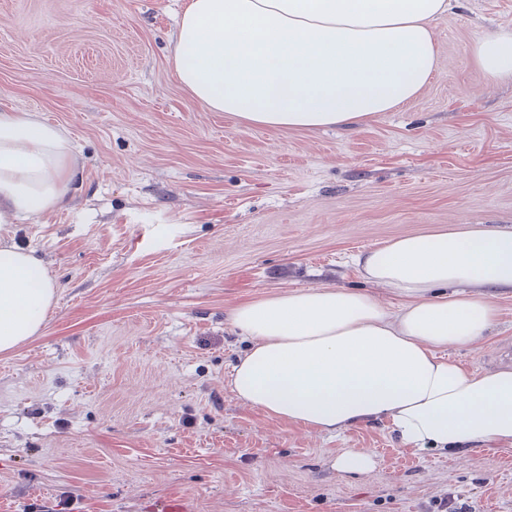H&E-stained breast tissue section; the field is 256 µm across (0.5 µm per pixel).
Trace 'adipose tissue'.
Instances as JSON below:
<instances>
[{
	"instance_id": "ef3b65f1",
	"label": "adipose tissue",
	"mask_w": 512,
	"mask_h": 512,
	"mask_svg": "<svg viewBox=\"0 0 512 512\" xmlns=\"http://www.w3.org/2000/svg\"><path fill=\"white\" fill-rule=\"evenodd\" d=\"M452 0H187L175 72L191 97L245 126L357 129L412 99L434 71L432 22ZM480 69L512 80V30L482 35ZM72 144L28 113L0 111V224L70 201ZM393 291L318 287L234 309L249 339L237 399L291 424L337 432L388 420L404 443L458 453L512 442V368L465 372L448 348L483 340L512 293V230L468 224L357 256ZM32 251L0 248V353L38 333L55 296Z\"/></svg>"
}]
</instances>
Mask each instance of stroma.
I'll return each mask as SVG.
<instances>
[{
	"label": "stroma",
	"mask_w": 512,
	"mask_h": 512,
	"mask_svg": "<svg viewBox=\"0 0 512 512\" xmlns=\"http://www.w3.org/2000/svg\"><path fill=\"white\" fill-rule=\"evenodd\" d=\"M184 0H0V110L37 113L76 147L67 208L12 225L56 285L42 327L0 354V512H512V444L457 455L389 423L325 433L266 416L230 385L249 301L370 292L353 256L462 224L512 229V82L475 39L512 0H461L432 24L436 68L357 131L247 127L174 71ZM464 371L512 351V295ZM375 467L337 474L338 455ZM375 458L372 453L363 450H346L336 458V472L341 476L352 475L372 469Z\"/></svg>",
	"instance_id": "35a3bbf8"
}]
</instances>
